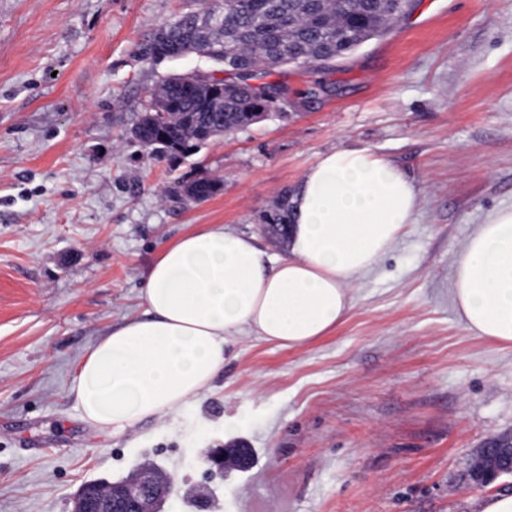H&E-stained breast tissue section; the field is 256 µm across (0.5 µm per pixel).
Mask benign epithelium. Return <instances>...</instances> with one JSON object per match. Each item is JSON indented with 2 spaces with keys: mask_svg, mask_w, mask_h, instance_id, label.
I'll return each mask as SVG.
<instances>
[{
  "mask_svg": "<svg viewBox=\"0 0 512 512\" xmlns=\"http://www.w3.org/2000/svg\"><path fill=\"white\" fill-rule=\"evenodd\" d=\"M489 466L475 473L470 485L483 489L505 474L512 475V446L485 448ZM249 465L243 449L234 445L215 449L207 459V472L224 475L231 467L243 469ZM174 482L170 476L154 465L139 468L127 478L103 483L92 481L84 484L74 498L72 512H161V505L168 499Z\"/></svg>",
  "mask_w": 512,
  "mask_h": 512,
  "instance_id": "benign-epithelium-1",
  "label": "benign epithelium"
}]
</instances>
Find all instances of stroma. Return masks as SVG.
Returning <instances> with one entry per match:
<instances>
[{"mask_svg": "<svg viewBox=\"0 0 512 512\" xmlns=\"http://www.w3.org/2000/svg\"><path fill=\"white\" fill-rule=\"evenodd\" d=\"M203 0H0V512H71L92 480L155 464L164 512H475L479 449L512 440V346L469 332L452 262L512 208V0H410L337 62L332 94L272 111L194 153L130 137L150 92L209 68L138 47ZM366 147L420 189L415 222L320 340H234L211 387L110 436L69 394L90 346L143 314L146 273L208 225L282 254L261 217L331 150ZM206 173L203 202L170 198ZM247 470L207 476L211 449ZM179 187H183L184 190L189 193L188 189L201 187L203 192L208 198L212 197L220 188V183L214 179L209 178L206 174L200 173L190 181L178 182V186L173 188L171 196L174 199L181 200L184 196L180 194Z\"/></svg>", "mask_w": 512, "mask_h": 512, "instance_id": "obj_1", "label": "stroma"}]
</instances>
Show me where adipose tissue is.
Returning <instances> with one entry per match:
<instances>
[{"label": "adipose tissue", "mask_w": 512, "mask_h": 512, "mask_svg": "<svg viewBox=\"0 0 512 512\" xmlns=\"http://www.w3.org/2000/svg\"><path fill=\"white\" fill-rule=\"evenodd\" d=\"M404 169L363 147L320 155L290 198L288 252L212 224L166 249L126 319L80 361L70 394L84 420L113 435L181 408L223 368L233 338L281 347L329 335L418 212ZM454 304L476 336L512 345V208L492 213L453 260Z\"/></svg>", "instance_id": "ef3b65f1"}]
</instances>
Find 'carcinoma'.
<instances>
[{"label": "carcinoma", "instance_id": "obj_1", "mask_svg": "<svg viewBox=\"0 0 512 512\" xmlns=\"http://www.w3.org/2000/svg\"><path fill=\"white\" fill-rule=\"evenodd\" d=\"M409 0H224L219 25L200 29L195 13L162 25L164 39L153 35L140 49L154 60L177 58L192 50L209 59L224 74L210 84L191 85L185 77L165 79L150 94L132 134L149 154L159 158L186 155L220 132L233 133L257 112L278 108L254 92L251 81L276 68L293 67L313 73L334 68L336 60L384 34L406 11ZM200 187L212 197L220 183L200 173L181 181L171 196L182 199L179 188ZM272 232L288 238L291 223L288 196L263 214Z\"/></svg>", "mask_w": 512, "mask_h": 512}]
</instances>
